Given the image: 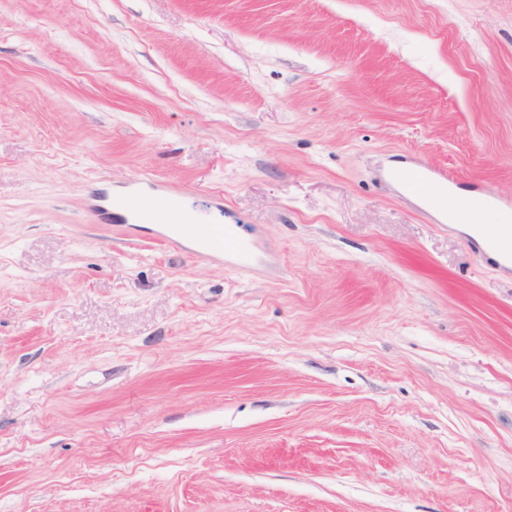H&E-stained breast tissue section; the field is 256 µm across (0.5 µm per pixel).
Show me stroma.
<instances>
[{
	"mask_svg": "<svg viewBox=\"0 0 512 512\" xmlns=\"http://www.w3.org/2000/svg\"><path fill=\"white\" fill-rule=\"evenodd\" d=\"M416 163L512 206V0H0V512H512V270ZM396 179L401 184L403 189L410 195L417 197L425 202L429 206L425 199L424 188L433 182L437 183L434 192L444 190V197L439 200L440 204L448 210V206L455 210H462L457 204H454L448 198V186L454 183L455 179L449 175L447 171L433 170L425 167L424 165H416L405 168L396 173ZM134 184H145L149 191L134 187L124 193L117 203V214L125 222L159 224L158 233L168 244L178 245L185 235L192 236L191 249L196 254L223 260L231 268L244 269L253 264L254 246L238 235L234 224H197L201 216L183 208L180 192L161 190L146 181Z\"/></svg>",
	"mask_w": 512,
	"mask_h": 512,
	"instance_id": "35a3bbf8",
	"label": "stroma"
}]
</instances>
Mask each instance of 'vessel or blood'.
Here are the masks:
<instances>
[{
    "mask_svg": "<svg viewBox=\"0 0 512 512\" xmlns=\"http://www.w3.org/2000/svg\"><path fill=\"white\" fill-rule=\"evenodd\" d=\"M396 178L408 194L418 198L427 185L444 190L454 181L447 171L422 165L405 168ZM117 209L125 221L159 225V235L167 243L178 245L184 237H191L196 254L223 260L228 267L244 269L254 262L253 245L238 235L234 225L200 223L198 215L184 209L178 191L163 192L154 184L146 190L135 187L124 193ZM477 231L488 252L512 265L511 225L482 224Z\"/></svg>",
    "mask_w": 512,
    "mask_h": 512,
    "instance_id": "1",
    "label": "vessel or blood"
}]
</instances>
